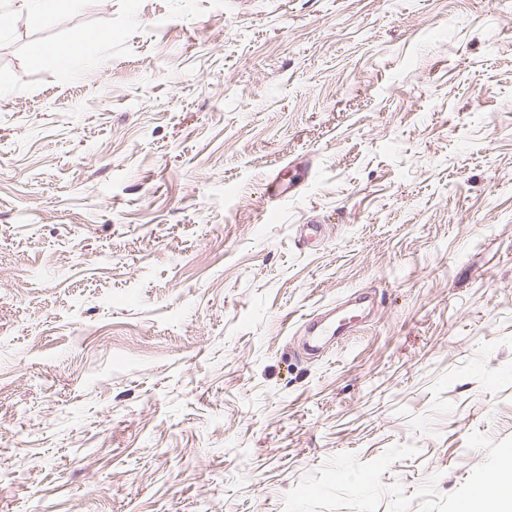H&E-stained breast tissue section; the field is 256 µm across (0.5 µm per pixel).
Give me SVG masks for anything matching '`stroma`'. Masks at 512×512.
<instances>
[{
  "instance_id": "35a3bbf8",
  "label": "stroma",
  "mask_w": 512,
  "mask_h": 512,
  "mask_svg": "<svg viewBox=\"0 0 512 512\" xmlns=\"http://www.w3.org/2000/svg\"><path fill=\"white\" fill-rule=\"evenodd\" d=\"M0 10V512L505 493L512 0Z\"/></svg>"
}]
</instances>
